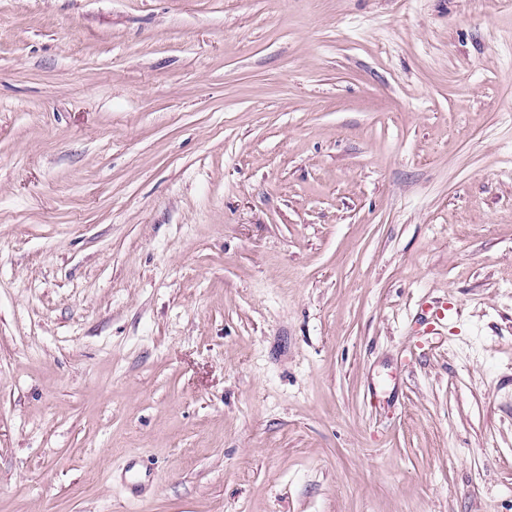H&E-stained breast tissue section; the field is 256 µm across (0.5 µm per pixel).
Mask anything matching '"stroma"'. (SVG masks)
<instances>
[{
	"mask_svg": "<svg viewBox=\"0 0 512 512\" xmlns=\"http://www.w3.org/2000/svg\"><path fill=\"white\" fill-rule=\"evenodd\" d=\"M0 512H512V5L0 0Z\"/></svg>",
	"mask_w": 512,
	"mask_h": 512,
	"instance_id": "1",
	"label": "stroma"
}]
</instances>
